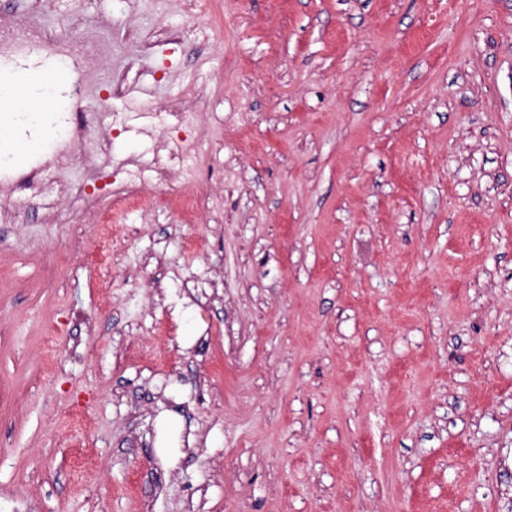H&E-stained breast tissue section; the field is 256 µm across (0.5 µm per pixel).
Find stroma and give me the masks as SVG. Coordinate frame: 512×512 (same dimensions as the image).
I'll use <instances>...</instances> for the list:
<instances>
[{"label":"stroma","mask_w":512,"mask_h":512,"mask_svg":"<svg viewBox=\"0 0 512 512\" xmlns=\"http://www.w3.org/2000/svg\"><path fill=\"white\" fill-rule=\"evenodd\" d=\"M25 9L129 70L44 183L169 206L0 224V512H512V0ZM100 113L87 112L73 123L68 129V141L74 147L85 142L88 146L96 142V135L101 140L100 133L105 129L100 119ZM71 194L86 199L88 205L96 211V224L93 225V231L99 239L108 235L112 223V215L108 211L100 210L94 194H91L83 183L70 184Z\"/></svg>","instance_id":"stroma-1"}]
</instances>
